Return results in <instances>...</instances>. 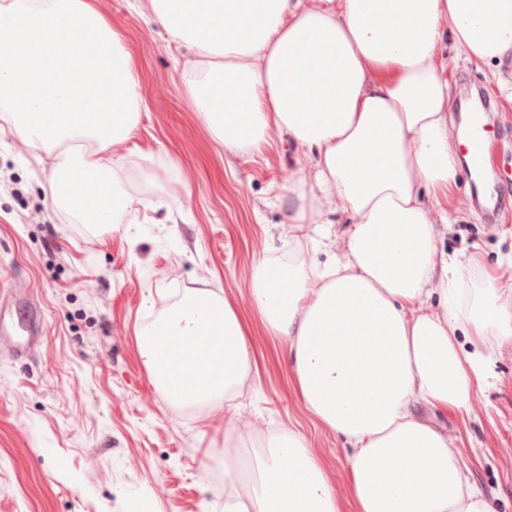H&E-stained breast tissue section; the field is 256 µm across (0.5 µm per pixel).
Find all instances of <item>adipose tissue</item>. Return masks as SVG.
<instances>
[{"instance_id": "adipose-tissue-1", "label": "adipose tissue", "mask_w": 512, "mask_h": 512, "mask_svg": "<svg viewBox=\"0 0 512 512\" xmlns=\"http://www.w3.org/2000/svg\"><path fill=\"white\" fill-rule=\"evenodd\" d=\"M152 19L201 63L186 94L225 150L272 130L316 161V190L289 186L288 261L256 264L251 299L290 342L295 388L348 446L356 512H492L447 433L414 415L468 407L512 342V277L463 285L440 252L439 209L460 176L439 47L512 60V0H145ZM124 34L95 0H0V110L20 141L49 148L55 203L86 224L132 210L120 153L136 126L139 74ZM333 205L353 219L321 270L302 225ZM437 298V308L427 301ZM207 300L210 317L195 305ZM469 338L461 345L459 335ZM153 383L173 403L233 406L252 367L243 324L213 293L186 294L138 334ZM224 512H340L302 435H272L242 483L224 471Z\"/></svg>"}]
</instances>
